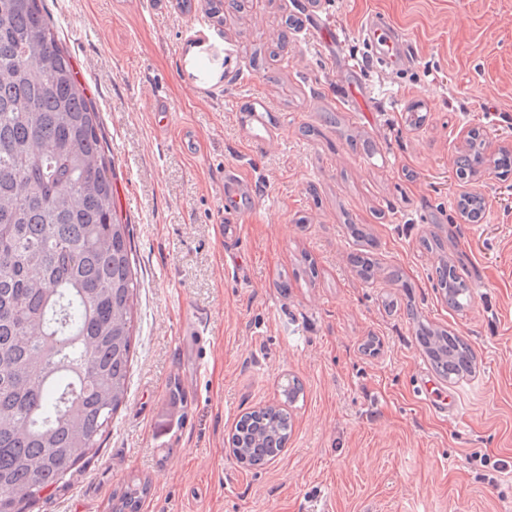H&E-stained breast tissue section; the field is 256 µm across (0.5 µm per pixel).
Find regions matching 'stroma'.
<instances>
[{
	"label": "stroma",
	"instance_id": "35a3bbf8",
	"mask_svg": "<svg viewBox=\"0 0 512 512\" xmlns=\"http://www.w3.org/2000/svg\"><path fill=\"white\" fill-rule=\"evenodd\" d=\"M239 3L219 19L209 0H43L99 109L140 288L126 401L97 454L28 512H113L139 480L140 512H512V173L493 165L512 150V0ZM374 14L409 66L368 64ZM471 130L488 161L463 179ZM229 170L253 185L250 211L225 213ZM466 191L485 199L481 223L456 208ZM354 224L403 282L357 275ZM431 235L443 253L422 248ZM442 259L472 289L464 311L431 279ZM421 322L469 344L471 376L436 374ZM291 379L304 398L286 447L240 463L237 420ZM430 390L457 399L456 419Z\"/></svg>",
	"mask_w": 512,
	"mask_h": 512
}]
</instances>
